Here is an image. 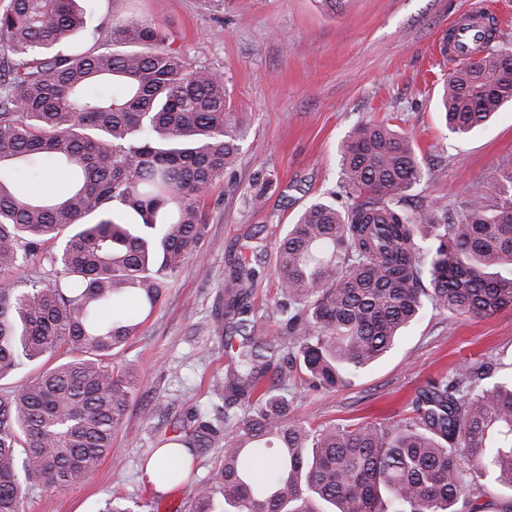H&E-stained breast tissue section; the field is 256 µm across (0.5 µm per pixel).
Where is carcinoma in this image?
<instances>
[{
	"label": "carcinoma",
	"instance_id": "cac0c4a2",
	"mask_svg": "<svg viewBox=\"0 0 512 512\" xmlns=\"http://www.w3.org/2000/svg\"><path fill=\"white\" fill-rule=\"evenodd\" d=\"M0 45L15 55L0 77V377L69 355L0 391V512H23L25 494L85 478L112 448L139 384L112 354L205 237L201 200L235 165L239 133L221 74L188 64L147 22L101 28L79 0H8ZM479 52L440 89L454 133L512 104L501 53L488 40ZM340 162L353 203L312 202L279 241L288 309L277 344L251 334L256 271L230 272L224 411L197 408L158 442L186 453L165 478L186 482L232 424L240 433L185 512H460L484 479L508 491L499 512H512V378L481 384L486 364L429 379L390 426H307L263 382L292 357L309 388L335 389L429 305L472 316L512 307V161L462 207L417 214L403 207L423 177L410 137L361 124ZM57 170L71 177L62 195L18 181ZM35 255L39 268L21 273Z\"/></svg>",
	"mask_w": 512,
	"mask_h": 512
}]
</instances>
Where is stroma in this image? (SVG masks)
Returning <instances> with one entry per match:
<instances>
[{
	"mask_svg": "<svg viewBox=\"0 0 512 512\" xmlns=\"http://www.w3.org/2000/svg\"><path fill=\"white\" fill-rule=\"evenodd\" d=\"M95 23L137 18L170 34L195 66L224 77L239 126V159L204 195L208 231L145 320L114 357L141 376L112 451L94 473L62 489L27 494L23 512H99L120 497L140 512H184L189 484L157 491L142 463L175 421L223 399L228 355L218 309L231 265L258 272L250 298L261 340L276 343L286 297L274 269L286 224L312 201L350 198L340 188L338 146L370 121L408 134L419 146L424 178L405 206L434 200L459 207L512 158V106L484 129H446L438 92L456 59L442 52L448 28L472 10L497 23V49L512 53V0H87ZM474 362L491 380L512 376V307L489 317L426 308L396 347L352 384L315 391L295 368L271 369L308 425L408 417L427 380Z\"/></svg>",
	"mask_w": 512,
	"mask_h": 512,
	"instance_id": "obj_1",
	"label": "stroma"
}]
</instances>
